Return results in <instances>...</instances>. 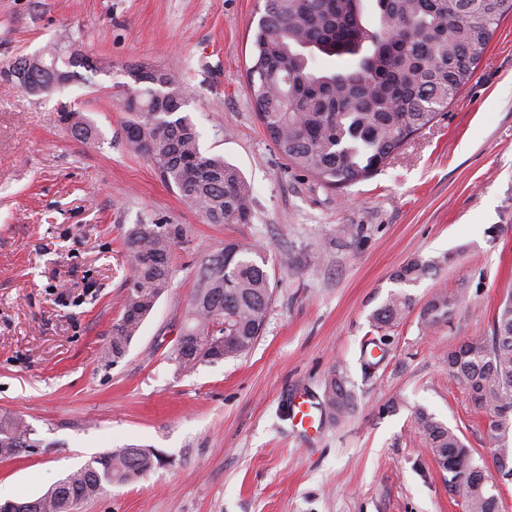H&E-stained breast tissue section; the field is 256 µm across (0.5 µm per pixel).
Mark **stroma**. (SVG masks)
I'll list each match as a JSON object with an SVG mask.
<instances>
[{"instance_id": "35a3bbf8", "label": "stroma", "mask_w": 512, "mask_h": 512, "mask_svg": "<svg viewBox=\"0 0 512 512\" xmlns=\"http://www.w3.org/2000/svg\"><path fill=\"white\" fill-rule=\"evenodd\" d=\"M263 0H0V66L47 44L105 58L108 71L50 95L0 82V413L37 445L0 459V486L38 496L92 456L141 446L164 463L111 486L81 512H464L413 422L418 407L456 430L476 463L498 446L488 413L448 374V352L486 335L512 296V15L472 79L432 125L367 180L331 189L269 139L247 88ZM174 69L205 154L237 166L252 220L210 224L127 143L123 101L140 62ZM97 128L89 144L60 104ZM181 224L175 275L125 356L106 355L121 314L137 224ZM230 240L262 244L273 301L246 356L179 369L167 355L204 258ZM416 256L439 272L417 306L379 333L369 316ZM460 295L448 320L419 308ZM385 354L366 371L363 349ZM343 376L353 409L305 429Z\"/></svg>"}]
</instances>
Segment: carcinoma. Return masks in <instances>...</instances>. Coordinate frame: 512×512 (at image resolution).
I'll return each instance as SVG.
<instances>
[{
    "label": "carcinoma",
    "instance_id": "1",
    "mask_svg": "<svg viewBox=\"0 0 512 512\" xmlns=\"http://www.w3.org/2000/svg\"><path fill=\"white\" fill-rule=\"evenodd\" d=\"M379 28L364 18L363 0H264L254 37L248 87L270 140L302 171L324 185L345 188L377 172L401 144L448 107L472 78L512 0H376ZM360 56L335 70L317 66L316 54ZM93 74L109 64L56 46L0 67L24 70L44 94L69 83L76 68ZM158 83L144 84L127 99L128 143L144 154L181 199L210 224H248L251 190L240 171L220 156L201 152L200 133L189 116L183 84L157 70ZM67 129L80 141L97 128L79 108H68ZM180 224H136L124 239L133 275L127 281L120 319L112 325V361L127 352L146 317L170 287L171 246L183 239ZM265 252L254 244L228 242L201 264L188 318L169 359L183 369L204 361L248 354L261 335L273 290ZM439 268L416 257L392 274L415 285ZM457 299L436 294L420 312L428 326L446 319ZM414 307L413 295L393 292L370 314L372 329L391 328ZM224 337V349L213 339ZM448 373L469 393L475 409L493 411L489 429L501 439L493 462L512 470V298L498 308L490 335L463 341L448 352ZM351 389L341 376L324 382L321 410L333 419L348 413ZM414 424L426 448L448 460V484L462 491L469 512H500L489 493L488 467L474 463L456 430L420 407ZM32 429L20 417L0 414V458L35 447ZM161 462L152 448L106 450L65 475L38 497L0 503V512H78L112 484L132 482Z\"/></svg>",
    "mask_w": 512,
    "mask_h": 512
}]
</instances>
